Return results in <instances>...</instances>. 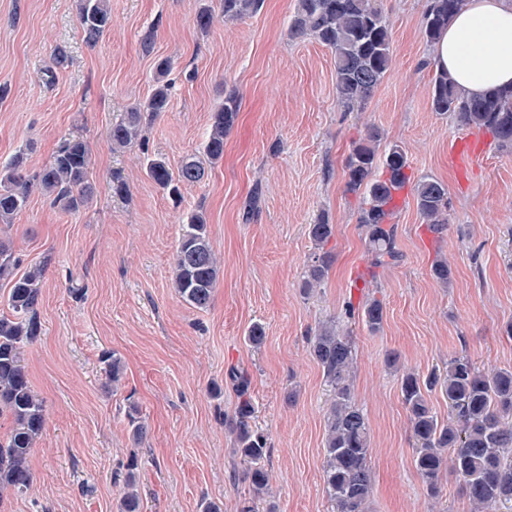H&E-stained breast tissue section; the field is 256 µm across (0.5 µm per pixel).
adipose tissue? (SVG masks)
I'll return each instance as SVG.
<instances>
[{"mask_svg": "<svg viewBox=\"0 0 512 512\" xmlns=\"http://www.w3.org/2000/svg\"><path fill=\"white\" fill-rule=\"evenodd\" d=\"M432 61L468 95L512 84V0H466Z\"/></svg>", "mask_w": 512, "mask_h": 512, "instance_id": "obj_1", "label": "adipose tissue"}]
</instances>
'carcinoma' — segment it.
<instances>
[{"label": "carcinoma", "instance_id": "obj_1", "mask_svg": "<svg viewBox=\"0 0 512 512\" xmlns=\"http://www.w3.org/2000/svg\"><path fill=\"white\" fill-rule=\"evenodd\" d=\"M262 0H218L226 21H237L257 12ZM463 0H428L422 20L423 34L436 43ZM79 22L85 43L94 46L112 22L109 0H77ZM288 36L297 41L318 39L334 55L336 100L344 112L364 109L374 89L392 65L389 22L378 0H298L288 22ZM170 61L159 59L148 98L109 131L112 149H124L140 136L143 125L169 109L171 86L167 75ZM431 110L454 116L466 128L489 132L500 148L512 149V86L496 89L479 97L463 95L448 73L434 71L429 87ZM240 110L238 97L231 92L211 115L203 151L212 160L224 156V137L233 127ZM378 130L371 128L355 143L345 162V192L362 198L357 224L367 245L373 267L397 263L395 196L409 187L427 230L441 237L448 230V188L442 182L422 176L411 180L403 148L398 144L378 153ZM89 148L85 140L64 141L52 160L38 172L29 173L24 154H16L0 168V223L10 224L22 211L37 187L51 204L64 212H76L91 199L88 181ZM147 176L178 200L182 187L195 184L205 170L194 158L181 164L174 176L161 157H148ZM336 225L322 216L308 225V236L316 251L308 262L301 282L305 294L320 287L328 278L334 254L326 246L335 238ZM19 260L9 243L0 239V282L9 285L6 303L11 310L0 315V417L7 416L12 428L0 439V492L26 491L33 481L30 456L42 435L46 416L43 400L34 392L23 364L24 347L40 335L39 306L45 267L31 266L22 275ZM172 284L176 294L194 309L206 310L213 301L219 263L213 249L205 216L191 212L182 219L175 246ZM433 279L448 286L452 270L445 260L431 267ZM357 316L371 333L383 328L384 306L368 298L358 307ZM308 352L322 372L331 392L325 413L323 480L336 512H367L373 492L369 464L370 427L363 410L354 400L351 374L356 345L330 319L319 324L309 337ZM102 362L113 385L124 375L122 360L104 353ZM229 381L238 403L224 426L233 440V451L246 464V479L252 498L268 494L270 473L264 461L267 440L254 424L251 379L248 372L232 368ZM402 401L408 412L415 440V468L427 497L434 501L441 494L443 472L453 473L474 512H500L512 509V369L486 372L466 355L448 359L444 367L427 374L407 372L399 382ZM439 392L448 400V418H438L428 397ZM129 435L135 444L147 437L138 406L126 412ZM138 460L130 459L124 468L112 473L114 483L123 486L116 512H143L138 492Z\"/></svg>", "mask_w": 512, "mask_h": 512}]
</instances>
